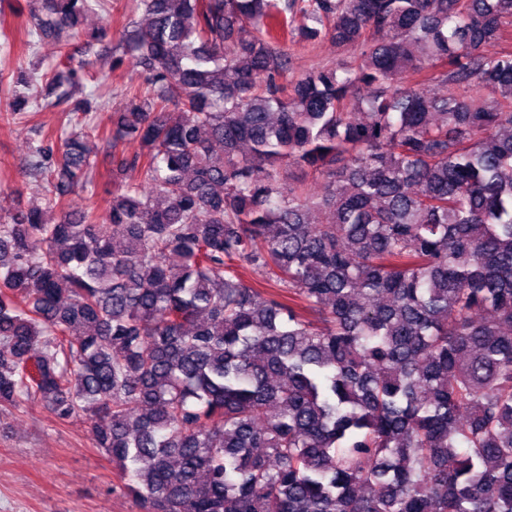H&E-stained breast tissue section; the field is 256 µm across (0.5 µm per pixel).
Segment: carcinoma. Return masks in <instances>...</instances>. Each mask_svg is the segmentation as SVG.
Returning a JSON list of instances; mask_svg holds the SVG:
<instances>
[{
	"instance_id": "cac0c4a2",
	"label": "carcinoma",
	"mask_w": 512,
	"mask_h": 512,
	"mask_svg": "<svg viewBox=\"0 0 512 512\" xmlns=\"http://www.w3.org/2000/svg\"><path fill=\"white\" fill-rule=\"evenodd\" d=\"M39 2L29 47L101 7ZM137 7L104 221L83 67L13 80L71 129L0 208V414L88 416L142 512H512V0ZM288 53L293 71L300 73L314 66H334L338 60L353 61L358 48L354 45L337 48L328 40H317L312 43L289 44Z\"/></svg>"
}]
</instances>
